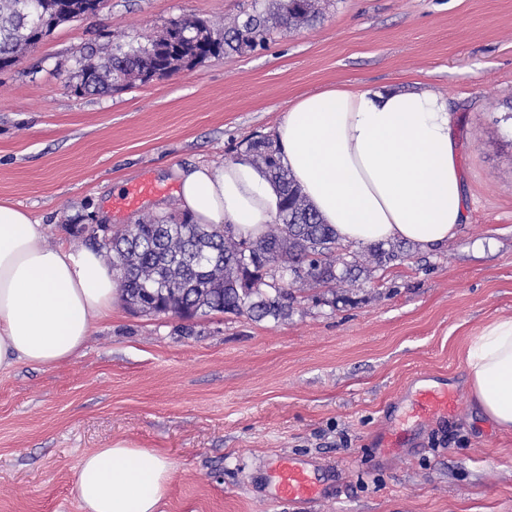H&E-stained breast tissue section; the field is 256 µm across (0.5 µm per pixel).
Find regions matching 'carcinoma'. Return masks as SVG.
I'll return each mask as SVG.
<instances>
[{
    "label": "carcinoma",
    "instance_id": "carcinoma-1",
    "mask_svg": "<svg viewBox=\"0 0 512 512\" xmlns=\"http://www.w3.org/2000/svg\"><path fill=\"white\" fill-rule=\"evenodd\" d=\"M93 0H0V70L57 27L96 14ZM319 10L312 0H255L251 13L218 28L212 22L181 16L169 21L144 44L118 49L104 60L78 62L74 94L106 93L131 86L144 72L167 62L172 72L195 67L220 54H244L266 47L274 29L313 24ZM237 157L260 169L281 198L277 220L258 237L232 224H197L188 213L148 215L133 227L101 241L99 248L117 272L124 301L145 314L173 315L188 322L212 312L245 315L255 321L287 320L301 285L333 287L351 282L366 266L388 267L402 258L399 245L381 242L363 254L349 252L336 266L340 243L334 228L311 208L281 163L269 138L246 139Z\"/></svg>",
    "mask_w": 512,
    "mask_h": 512
}]
</instances>
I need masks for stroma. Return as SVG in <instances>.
Instances as JSON below:
<instances>
[{
  "mask_svg": "<svg viewBox=\"0 0 512 512\" xmlns=\"http://www.w3.org/2000/svg\"><path fill=\"white\" fill-rule=\"evenodd\" d=\"M254 0H105L0 71V200L48 243L71 224L136 223L180 209L178 170L223 166L273 136L289 100L329 85L427 89L455 112L468 220L330 293L304 287L284 322L192 321L118 304L80 352L0 371V512H82L77 464L124 440L173 463L158 512H512V433L474 410L465 350L512 317V0H320L313 25L103 95L70 88L78 59L145 42L170 19L228 23ZM148 180L129 211L113 201ZM419 374L443 376L458 413L400 416ZM398 426L408 447L387 452ZM297 456L323 497L273 502L263 464Z\"/></svg>",
  "mask_w": 512,
  "mask_h": 512,
  "instance_id": "1",
  "label": "stroma"
}]
</instances>
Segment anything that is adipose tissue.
Masks as SVG:
<instances>
[{"label": "adipose tissue", "instance_id": "ef3b65f1", "mask_svg": "<svg viewBox=\"0 0 512 512\" xmlns=\"http://www.w3.org/2000/svg\"><path fill=\"white\" fill-rule=\"evenodd\" d=\"M281 160L341 242L404 240L424 248L465 223L456 119L429 90L323 88L289 102L276 127ZM182 207L200 224L259 235L279 196L244 160L178 172ZM119 300L114 271L87 247L46 242L21 207L0 201V369L52 367L76 355L93 318ZM466 381L475 406L512 432V317L472 337ZM161 452L125 441L85 452L76 473L82 512H158L172 478Z\"/></svg>", "mask_w": 512, "mask_h": 512}]
</instances>
